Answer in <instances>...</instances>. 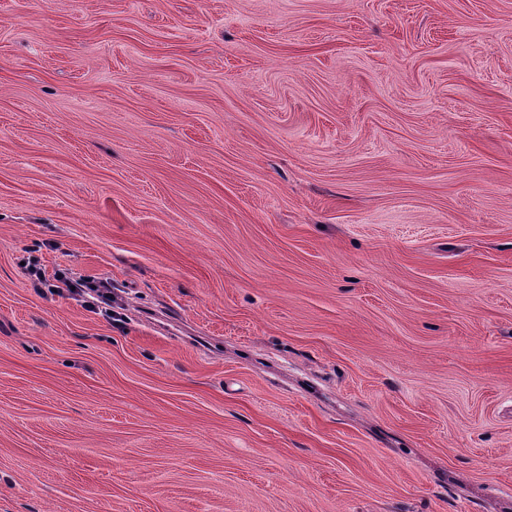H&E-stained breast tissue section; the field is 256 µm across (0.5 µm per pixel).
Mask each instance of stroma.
Wrapping results in <instances>:
<instances>
[{
  "label": "stroma",
  "instance_id": "obj_1",
  "mask_svg": "<svg viewBox=\"0 0 512 512\" xmlns=\"http://www.w3.org/2000/svg\"><path fill=\"white\" fill-rule=\"evenodd\" d=\"M0 512H512V0H0ZM28 274L30 277H34V280L39 284L43 285L44 288H49V290L64 295L67 293L70 294H80L83 292L81 288H77L78 284L75 280L71 279L66 275V273H60L53 281H47L43 279L41 274V268L38 266L37 261L28 262Z\"/></svg>",
  "mask_w": 512,
  "mask_h": 512
}]
</instances>
